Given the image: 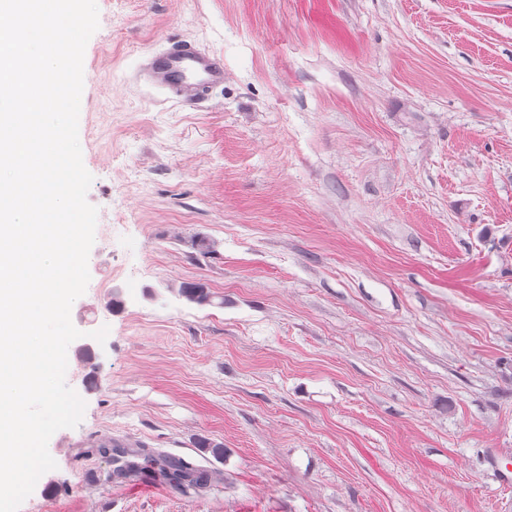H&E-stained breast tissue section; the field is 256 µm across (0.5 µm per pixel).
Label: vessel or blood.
Wrapping results in <instances>:
<instances>
[{"instance_id": "b4317fda", "label": "vessel or blood", "mask_w": 512, "mask_h": 512, "mask_svg": "<svg viewBox=\"0 0 512 512\" xmlns=\"http://www.w3.org/2000/svg\"><path fill=\"white\" fill-rule=\"evenodd\" d=\"M138 75L169 92L179 103L192 107L223 85L224 59L180 40L144 59Z\"/></svg>"}]
</instances>
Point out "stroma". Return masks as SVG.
Masks as SVG:
<instances>
[{
	"label": "stroma",
	"instance_id": "35a3bbf8",
	"mask_svg": "<svg viewBox=\"0 0 512 512\" xmlns=\"http://www.w3.org/2000/svg\"><path fill=\"white\" fill-rule=\"evenodd\" d=\"M177 39L224 57L196 108L134 79ZM83 73L86 409L19 512H504L512 0H103ZM117 439L211 479H116ZM177 293L188 302L200 307L215 304L216 295L204 282H184L178 288Z\"/></svg>",
	"mask_w": 512,
	"mask_h": 512
}]
</instances>
